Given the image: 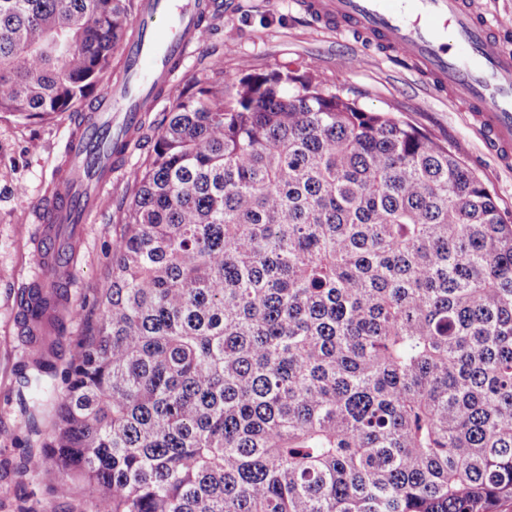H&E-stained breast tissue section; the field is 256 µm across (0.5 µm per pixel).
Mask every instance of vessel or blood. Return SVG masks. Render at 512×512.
Returning <instances> with one entry per match:
<instances>
[{"label": "vessel or blood", "instance_id": "obj_1", "mask_svg": "<svg viewBox=\"0 0 512 512\" xmlns=\"http://www.w3.org/2000/svg\"><path fill=\"white\" fill-rule=\"evenodd\" d=\"M299 6L318 23L396 53L437 91L449 92L471 113L489 150L512 167V54L498 47L500 26L477 0H300ZM216 9L215 0H139L143 36L126 49L132 79L123 90L106 87L69 135L59 199L29 232L37 262L26 301L59 283L73 286L74 266L62 264L63 254L79 250L86 219L133 146L141 113L154 106L150 86L170 83L171 60L204 37L198 14Z\"/></svg>", "mask_w": 512, "mask_h": 512}]
</instances>
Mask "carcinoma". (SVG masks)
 I'll list each match as a JSON object with an SVG mask.
<instances>
[{
    "label": "carcinoma",
    "mask_w": 512,
    "mask_h": 512,
    "mask_svg": "<svg viewBox=\"0 0 512 512\" xmlns=\"http://www.w3.org/2000/svg\"><path fill=\"white\" fill-rule=\"evenodd\" d=\"M136 10L0 0V114L75 111ZM233 86L184 90L131 171L32 473L94 512H502L512 216L390 112L295 70Z\"/></svg>",
    "instance_id": "carcinoma-1"
}]
</instances>
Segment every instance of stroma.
<instances>
[{
	"instance_id": "1",
	"label": "stroma",
	"mask_w": 512,
	"mask_h": 512,
	"mask_svg": "<svg viewBox=\"0 0 512 512\" xmlns=\"http://www.w3.org/2000/svg\"><path fill=\"white\" fill-rule=\"evenodd\" d=\"M204 42L192 47L165 87L158 104L143 118L140 137L125 159L139 166L157 135V124L173 100L195 80L212 82L216 70L225 77L267 73L284 67L311 75L322 90L356 99L372 111L392 112L454 149L473 168L501 208L512 212V169L502 167L484 147L470 115L448 95L427 86L400 59L369 48L349 32L317 24L296 0H223ZM76 114L46 121L0 116V512H90L82 494L56 497L54 472L27 471L52 430L49 413L30 415L31 386L23 337L14 326L16 295L35 266L24 227L36 224L57 191L65 136ZM123 172L112 177V190L86 226L84 243L74 259L78 286L68 297L75 318L57 349L54 383L65 389L72 348L86 325L97 318L96 300L110 282L112 240L119 228L114 199L126 191Z\"/></svg>"
}]
</instances>
